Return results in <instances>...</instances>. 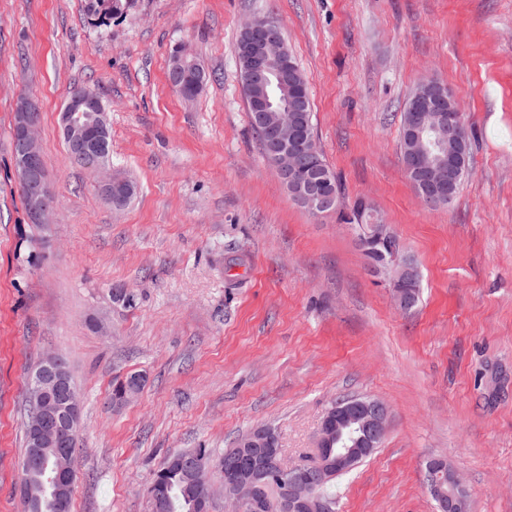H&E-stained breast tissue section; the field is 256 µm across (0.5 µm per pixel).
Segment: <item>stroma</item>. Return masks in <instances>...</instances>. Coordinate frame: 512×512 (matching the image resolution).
Segmentation results:
<instances>
[{"instance_id": "35a3bbf8", "label": "stroma", "mask_w": 512, "mask_h": 512, "mask_svg": "<svg viewBox=\"0 0 512 512\" xmlns=\"http://www.w3.org/2000/svg\"><path fill=\"white\" fill-rule=\"evenodd\" d=\"M258 15L281 23L308 83L340 212L309 213L260 153L238 61ZM181 43L205 74L191 100L168 82ZM429 78L470 131V173L443 207L400 155ZM85 84L137 186L121 209L64 150L59 111ZM24 95L58 198L45 230L13 166ZM362 200L417 265L411 310L347 224ZM47 351L81 397L72 512H151L168 456L261 428L311 463L325 411L352 396L384 401L390 423L336 480V512H437L424 464L439 455L473 512H512V0H128L105 24L87 0H0V512H23L24 409ZM134 372L139 393L113 406Z\"/></svg>"}]
</instances>
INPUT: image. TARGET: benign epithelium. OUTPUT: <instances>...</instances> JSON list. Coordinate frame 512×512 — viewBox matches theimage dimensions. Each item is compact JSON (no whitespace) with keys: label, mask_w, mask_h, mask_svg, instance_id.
Segmentation results:
<instances>
[{"label":"benign epithelium","mask_w":512,"mask_h":512,"mask_svg":"<svg viewBox=\"0 0 512 512\" xmlns=\"http://www.w3.org/2000/svg\"><path fill=\"white\" fill-rule=\"evenodd\" d=\"M239 54L243 60L249 85L261 91L253 97L254 111L263 127L268 156L278 170L282 182L293 198L314 215L327 214L338 208L337 199L323 192L319 180L306 184L294 180V173L307 166L309 157L321 154L313 136L305 146H295L301 133L298 84L288 67V48L279 22L258 17L246 23L240 38ZM204 74L185 45L174 48L169 82L182 98L191 100L198 93ZM423 101L412 112L407 130L411 148L404 153V172L417 180V192L429 206H445L454 198L453 184L462 169L456 154L461 145V113L454 98L445 93L433 79L422 83ZM39 110L29 97L19 100L13 126V163L19 184L25 186L29 200V221L42 227L50 224L56 206V195L50 186L43 164L38 139ZM63 140L73 160L101 174L97 190L114 207H120L134 192L122 176L112 170L102 154L109 124L101 97L90 89L71 94L60 113ZM354 222L363 228V242L374 257L372 268L386 278L394 301L410 309L415 302L418 270L404 254L397 236L383 223L376 209L360 201L354 208ZM27 431L31 447L39 456L50 452L53 462L46 473L55 512H66L69 490L76 482L72 467L70 440L80 426V397L69 376L64 359L46 353L38 361L37 370L27 395ZM388 432V408L369 396L337 401L322 418L317 448L321 455L317 469L284 463L281 449L263 429L240 442L234 461L227 465L222 485L224 499L239 512H327V504L309 494L317 480H326L333 471L355 467L358 458L382 445ZM248 448H263L275 466L273 477L286 489V496L276 504L261 498L257 487L265 471L251 461ZM197 478L202 512H210L214 494L210 470L189 465ZM427 485L440 512H471L469 491L448 464L438 456L426 464Z\"/></svg>","instance_id":"1"}]
</instances>
